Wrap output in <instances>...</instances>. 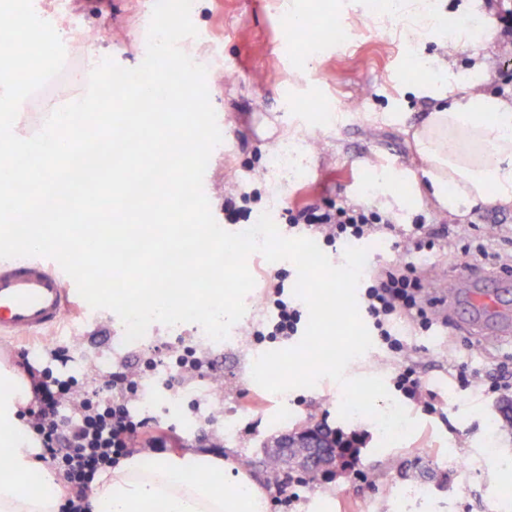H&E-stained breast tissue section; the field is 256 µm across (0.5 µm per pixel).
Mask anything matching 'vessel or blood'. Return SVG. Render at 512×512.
<instances>
[{
  "mask_svg": "<svg viewBox=\"0 0 512 512\" xmlns=\"http://www.w3.org/2000/svg\"><path fill=\"white\" fill-rule=\"evenodd\" d=\"M494 286L482 288L467 276L427 277L435 292L436 306L452 324L464 323L479 336L512 335V314L504 308L501 286L512 284V274H490ZM79 293L63 270L53 269L50 259L25 257L0 262V343L39 337L53 330L66 316L78 314Z\"/></svg>",
  "mask_w": 512,
  "mask_h": 512,
  "instance_id": "obj_1",
  "label": "vessel or blood"
}]
</instances>
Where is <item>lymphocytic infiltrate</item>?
<instances>
[{"mask_svg":"<svg viewBox=\"0 0 512 512\" xmlns=\"http://www.w3.org/2000/svg\"><path fill=\"white\" fill-rule=\"evenodd\" d=\"M288 222L332 246L368 239L387 228L392 218L366 206L326 200L289 210ZM360 305L382 343L394 351L401 348L392 332L396 319L413 318L425 331L434 325L411 262L382 268L378 279L363 289ZM301 320L299 306L286 297L284 283H277L268 337L297 335ZM50 357L51 365L37 367L27 353L19 355L30 394L22 417L40 447L39 460L61 486L58 512H85L86 493L99 474L120 466L134 449L152 453L168 446L169 436L160 425L134 408L145 377L159 362L150 359L139 368L117 364L105 376L81 381L59 373L67 362L62 350L51 348Z\"/></svg>","mask_w":512,"mask_h":512,"instance_id":"1","label":"lymphocytic infiltrate"}]
</instances>
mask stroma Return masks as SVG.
I'll list each match as a JSON object with an SVG mask.
<instances>
[{"mask_svg": "<svg viewBox=\"0 0 512 512\" xmlns=\"http://www.w3.org/2000/svg\"><path fill=\"white\" fill-rule=\"evenodd\" d=\"M377 0H197L192 21L197 37L190 43L206 66L210 103L232 138L230 148L216 146L207 165L206 196L216 221L224 219V189L240 184L250 194L251 217L232 232L252 227L270 213L280 233L288 231L293 203L342 200L371 204L392 216L393 232L366 240L369 257L393 264L397 230L424 219L425 233L444 244L420 277L447 270L465 273L474 264L463 245H485L489 252L512 256V206L461 207L452 213L434 205L416 176L422 166L412 131L430 112L438 92L455 95L491 92L512 103V44L499 34L503 0H438L421 20L424 43L415 46L405 14H377ZM36 14L63 29L66 58L62 72L43 90L53 103L87 88L90 58L107 54L125 68L143 61L153 0H32ZM305 10L311 26L346 28V41L324 50H305L306 37L290 24L292 8ZM440 17L461 25L479 23L480 38L444 34ZM328 108V124L318 121L317 107ZM296 138H289V131ZM294 141L296 164L304 178L292 179L268 166L272 151ZM255 279L246 296L241 326L231 327V342L208 349L214 373L224 379L222 404L210 395V382L196 378L185 385L160 382L152 393V415L168 426L176 440L175 458L201 447L224 423L233 434L224 443L225 457L254 461L249 473L268 491V512H395V501L418 486L431 498L412 500L408 512H512L500 490L512 485V428L501 426L502 394L463 388L456 370L468 362L486 378L496 367L512 364V342L484 343L463 326L435 325L419 331L407 320L397 330L405 356L381 341L352 360L348 373L382 377L392 398L418 422L403 441L381 446L376 423L366 416H339L342 388L323 378L314 387L272 394L251 377L252 365L265 352L294 347L298 337H257L268 311L264 299L278 272H286V289L297 280L295 265L270 262L255 252L247 259ZM203 329L195 323L172 327L152 323L141 342L124 341L125 326L107 309L85 308L52 330L67 347V373L97 370L101 363L125 361L170 351L180 344L201 346ZM414 363L423 381L409 398L396 386L401 360ZM178 400L196 416L193 433H185L168 404ZM330 429L357 433L360 460L338 475H318L269 483L260 463L261 442L278 434L272 418L281 407Z\"/></svg>", "mask_w": 512, "mask_h": 512, "instance_id": "stroma-1", "label": "stroma"}]
</instances>
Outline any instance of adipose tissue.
<instances>
[{
    "label": "adipose tissue",
    "instance_id": "ef3b65f1",
    "mask_svg": "<svg viewBox=\"0 0 512 512\" xmlns=\"http://www.w3.org/2000/svg\"><path fill=\"white\" fill-rule=\"evenodd\" d=\"M437 100L412 133L429 194L451 212L463 204L512 205V104L487 93H441ZM22 399L18 392L0 401V456L9 461L0 475V512H57L54 496L29 488L33 451L16 432ZM187 466L196 479L184 477ZM227 466L204 451L159 457L148 467L134 457L96 484L90 505L108 512H266L267 494L248 474L223 488L209 480L210 471Z\"/></svg>",
    "mask_w": 512,
    "mask_h": 512
}]
</instances>
